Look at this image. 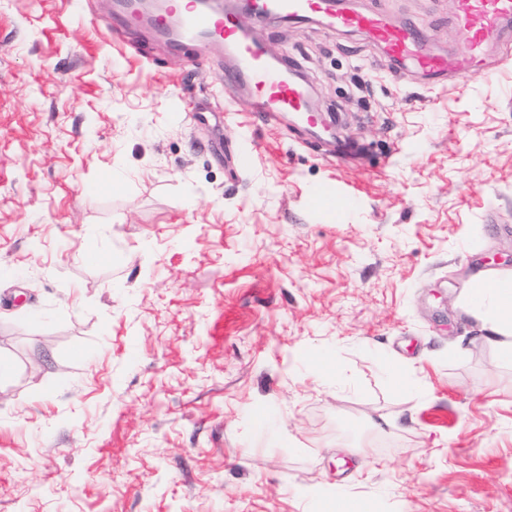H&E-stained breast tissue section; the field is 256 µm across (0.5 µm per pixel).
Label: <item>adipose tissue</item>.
<instances>
[{"mask_svg": "<svg viewBox=\"0 0 512 512\" xmlns=\"http://www.w3.org/2000/svg\"><path fill=\"white\" fill-rule=\"evenodd\" d=\"M465 302L477 310L488 341L512 356V274L477 276L472 280Z\"/></svg>", "mask_w": 512, "mask_h": 512, "instance_id": "adipose-tissue-1", "label": "adipose tissue"}]
</instances>
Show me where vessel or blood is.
Returning <instances> with one entry per match:
<instances>
[{
    "instance_id": "1",
    "label": "vessel or blood",
    "mask_w": 512,
    "mask_h": 512,
    "mask_svg": "<svg viewBox=\"0 0 512 512\" xmlns=\"http://www.w3.org/2000/svg\"><path fill=\"white\" fill-rule=\"evenodd\" d=\"M255 5L275 17L302 21L316 16L329 28L362 33L387 57L436 86L471 68L494 70L497 62L488 53L487 39L512 23V0H453L460 49L442 55L430 47V27L393 23L383 13L361 9L357 0H255ZM172 15L179 18L183 38L205 39L232 57L234 66L225 77L247 83L244 110L278 118L290 115L310 135H322L326 124L309 105L310 90L297 61H271L263 43L247 34L224 0H191L182 13L166 5L155 18L157 26H165Z\"/></svg>"
}]
</instances>
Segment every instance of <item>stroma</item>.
<instances>
[{
	"mask_svg": "<svg viewBox=\"0 0 512 512\" xmlns=\"http://www.w3.org/2000/svg\"><path fill=\"white\" fill-rule=\"evenodd\" d=\"M359 5L459 48L452 0ZM123 23L0 0V512H512V359L465 303L512 271V62L433 87L244 16L357 167Z\"/></svg>",
	"mask_w": 512,
	"mask_h": 512,
	"instance_id": "obj_1",
	"label": "stroma"
}]
</instances>
